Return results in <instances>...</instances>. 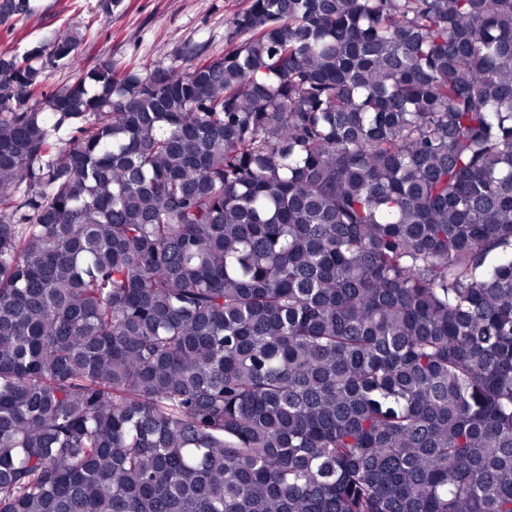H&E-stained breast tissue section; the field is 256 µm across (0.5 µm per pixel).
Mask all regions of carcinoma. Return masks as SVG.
<instances>
[{"mask_svg":"<svg viewBox=\"0 0 512 512\" xmlns=\"http://www.w3.org/2000/svg\"><path fill=\"white\" fill-rule=\"evenodd\" d=\"M229 24L0 53V512H512V0Z\"/></svg>","mask_w":512,"mask_h":512,"instance_id":"obj_1","label":"carcinoma"}]
</instances>
